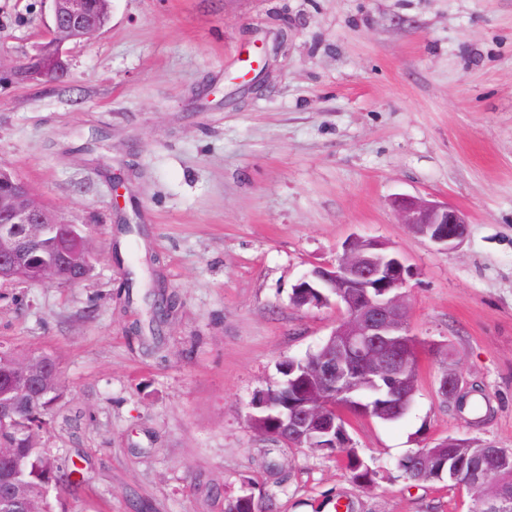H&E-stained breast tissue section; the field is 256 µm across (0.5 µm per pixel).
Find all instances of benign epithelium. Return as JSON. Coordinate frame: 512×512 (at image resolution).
<instances>
[{"instance_id":"benign-epithelium-1","label":"benign epithelium","mask_w":512,"mask_h":512,"mask_svg":"<svg viewBox=\"0 0 512 512\" xmlns=\"http://www.w3.org/2000/svg\"><path fill=\"white\" fill-rule=\"evenodd\" d=\"M51 25L38 53L14 70L20 81L63 77L67 63L62 47L84 39L105 26L108 0H47ZM395 209L400 223L417 235L448 249L463 236L457 226L468 224L466 215L446 204L425 198L401 196ZM92 235L80 237L75 224L58 218L10 167L0 166V281L9 282L21 272L29 284H40L68 275L76 285L88 277ZM410 267L389 243L371 238H352L334 263L316 266L295 288H321L323 295L294 294L298 306L322 307L335 298L339 319L329 337V356L314 375L293 380L296 396L303 398L316 376L326 381V397L312 410H288L275 419V431L303 440L312 447L320 436L336 434V423H349L356 415L371 418L360 408L349 411L348 396L366 362L383 357V366L394 377L418 371L422 343L411 333L404 288ZM47 367L32 363L13 374L18 396L0 400V419L19 413V404L31 406L43 395Z\"/></svg>"}]
</instances>
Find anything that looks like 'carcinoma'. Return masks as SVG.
<instances>
[{"label":"carcinoma","instance_id":"1","mask_svg":"<svg viewBox=\"0 0 512 512\" xmlns=\"http://www.w3.org/2000/svg\"><path fill=\"white\" fill-rule=\"evenodd\" d=\"M326 357L322 348L308 352L304 357L288 359L280 363L283 380L263 391L264 398L272 406H280L288 401V381L296 378L303 367ZM27 360L11 348L0 347V396L13 397L17 389L8 384L7 375L13 367ZM383 366L377 362L368 369V376L357 384L354 401L371 406L372 417L392 423L403 418L408 410L398 411L390 406L391 384L381 380ZM64 394L60 378L51 375L45 383L43 400L34 409H28L12 420H0V448H12L8 456L0 455V478L9 480L37 512H52L47 493L48 484L70 494H78L82 483L75 479L79 472L77 462L69 456H62L48 448L41 447V438L55 423L54 407ZM419 451L425 455L424 467L419 468L414 459L407 455L400 459L396 468L398 478L410 483L433 482L439 473L448 468V461L442 456L455 452L453 462L459 465L460 476L477 477L483 487L473 492L472 512H489L490 508L502 501L512 500V465L506 470L499 469L493 462L491 448H473L468 444L448 441L434 446L424 445ZM330 453L341 456L350 482L356 486L376 483L378 470L360 455L350 438H336V447Z\"/></svg>","mask_w":512,"mask_h":512}]
</instances>
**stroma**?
Returning <instances> with one entry per match:
<instances>
[{"label":"stroma","instance_id":"obj_1","mask_svg":"<svg viewBox=\"0 0 512 512\" xmlns=\"http://www.w3.org/2000/svg\"><path fill=\"white\" fill-rule=\"evenodd\" d=\"M49 21L0 0V164L95 230L84 282L0 283V343L60 369L42 445L80 462L83 492L50 491L54 512H225L246 487L278 512H469L394 464L448 436L512 448V0H111L62 82H18ZM398 195L462 210L465 237L414 234ZM354 236L405 257L429 345L411 411L347 427L380 470L363 490L323 451L268 467L248 418L333 329L334 306L291 293ZM157 285L177 308L156 340ZM448 372L489 399L481 426L440 394Z\"/></svg>","mask_w":512,"mask_h":512}]
</instances>
